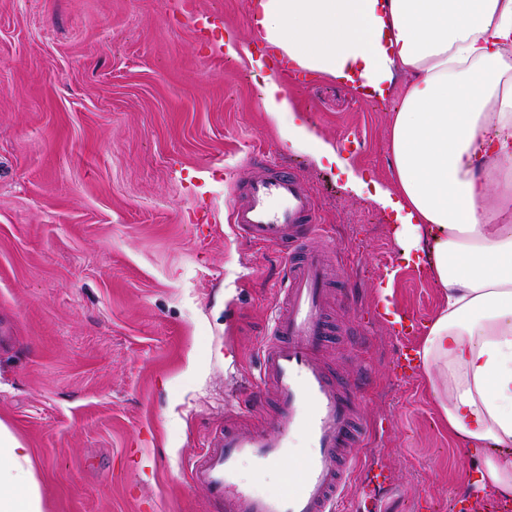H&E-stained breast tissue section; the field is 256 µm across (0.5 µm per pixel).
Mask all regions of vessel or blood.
Listing matches in <instances>:
<instances>
[{"label": "vessel or blood", "instance_id": "b4317fda", "mask_svg": "<svg viewBox=\"0 0 512 512\" xmlns=\"http://www.w3.org/2000/svg\"><path fill=\"white\" fill-rule=\"evenodd\" d=\"M223 26L216 14L194 20L203 42ZM231 222L242 239L286 251L284 286L262 347L255 393L271 410L254 426L225 414L223 432L194 460L191 480L216 512H343L347 497L363 492L352 483L351 469L367 432L355 395L359 375L343 374L326 360L333 340L329 301H350L331 288L336 245L320 240L315 199L284 167L236 186ZM245 461L260 474L281 470L282 490L264 493L244 483L239 467Z\"/></svg>", "mask_w": 512, "mask_h": 512}]
</instances>
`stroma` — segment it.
<instances>
[{"instance_id":"1","label":"stroma","mask_w":512,"mask_h":512,"mask_svg":"<svg viewBox=\"0 0 512 512\" xmlns=\"http://www.w3.org/2000/svg\"><path fill=\"white\" fill-rule=\"evenodd\" d=\"M254 3L0 0V422L29 448L47 512H209L189 468L225 412L263 416L252 396L282 275L278 248L232 232L229 190L272 163L315 197L355 302L338 347L342 368L369 372L357 469L389 480L346 512H457L467 451L424 376L397 367L420 334L373 314L388 283L428 323L440 291L402 261L390 211L269 122ZM214 11L234 54L193 34ZM403 90L284 88L370 184L392 180Z\"/></svg>"}]
</instances>
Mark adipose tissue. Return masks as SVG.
<instances>
[{"mask_svg":"<svg viewBox=\"0 0 512 512\" xmlns=\"http://www.w3.org/2000/svg\"><path fill=\"white\" fill-rule=\"evenodd\" d=\"M263 38L300 68L384 95L404 260L424 255L441 303L417 365L449 436L471 457L474 501L512 499V0H257ZM264 110L281 139L345 168L274 77ZM0 512H45L30 453L0 423Z\"/></svg>","mask_w":512,"mask_h":512,"instance_id":"1","label":"adipose tissue"}]
</instances>
